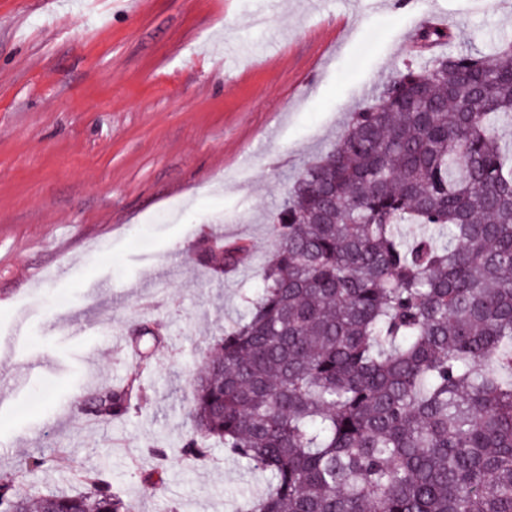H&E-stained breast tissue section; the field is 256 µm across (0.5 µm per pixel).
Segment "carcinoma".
I'll use <instances>...</instances> for the list:
<instances>
[{
    "label": "carcinoma",
    "instance_id": "obj_1",
    "mask_svg": "<svg viewBox=\"0 0 512 512\" xmlns=\"http://www.w3.org/2000/svg\"><path fill=\"white\" fill-rule=\"evenodd\" d=\"M393 72L282 199L246 310L193 376L185 452L270 477L242 512H512V41ZM419 230L405 234V226ZM245 245L195 260L236 268ZM130 383L89 399L119 418ZM0 512H130L109 480Z\"/></svg>",
    "mask_w": 512,
    "mask_h": 512
}]
</instances>
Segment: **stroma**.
Returning a JSON list of instances; mask_svg holds the SVG:
<instances>
[{"mask_svg":"<svg viewBox=\"0 0 512 512\" xmlns=\"http://www.w3.org/2000/svg\"><path fill=\"white\" fill-rule=\"evenodd\" d=\"M428 22L482 51L512 41V0H0V484L100 471L131 512L260 492L223 444L186 455L191 375L260 288L282 197ZM214 237L247 245L236 270L193 261ZM90 373L143 401L77 410Z\"/></svg>","mask_w":512,"mask_h":512,"instance_id":"35a3bbf8","label":"stroma"}]
</instances>
